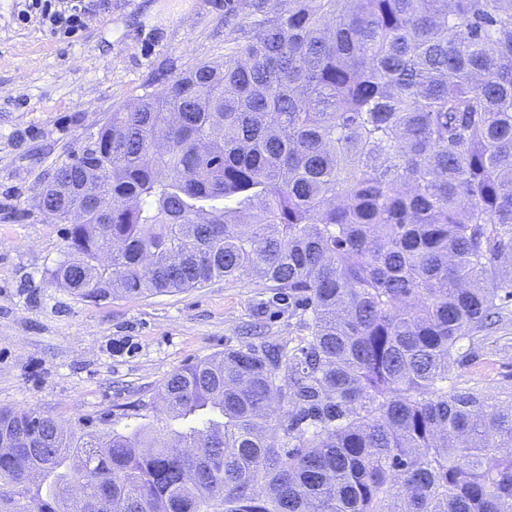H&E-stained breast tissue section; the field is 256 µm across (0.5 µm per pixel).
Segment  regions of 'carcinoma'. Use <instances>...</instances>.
<instances>
[{"instance_id": "obj_1", "label": "carcinoma", "mask_w": 512, "mask_h": 512, "mask_svg": "<svg viewBox=\"0 0 512 512\" xmlns=\"http://www.w3.org/2000/svg\"><path fill=\"white\" fill-rule=\"evenodd\" d=\"M228 6L223 62L44 176L52 278L255 277L309 336L173 372L159 430L1 410L0 512H512V399L455 382L512 300V0Z\"/></svg>"}]
</instances>
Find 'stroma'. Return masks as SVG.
Masks as SVG:
<instances>
[{
	"mask_svg": "<svg viewBox=\"0 0 512 512\" xmlns=\"http://www.w3.org/2000/svg\"><path fill=\"white\" fill-rule=\"evenodd\" d=\"M84 29L61 37L24 0H0V409L127 431L162 427L174 371L247 341L295 349L307 334L272 289L247 277L183 292L91 301L57 287L65 231L36 208L39 178L115 109L224 59V0H82ZM458 383L512 393V315L475 332Z\"/></svg>",
	"mask_w": 512,
	"mask_h": 512,
	"instance_id": "1",
	"label": "stroma"
}]
</instances>
